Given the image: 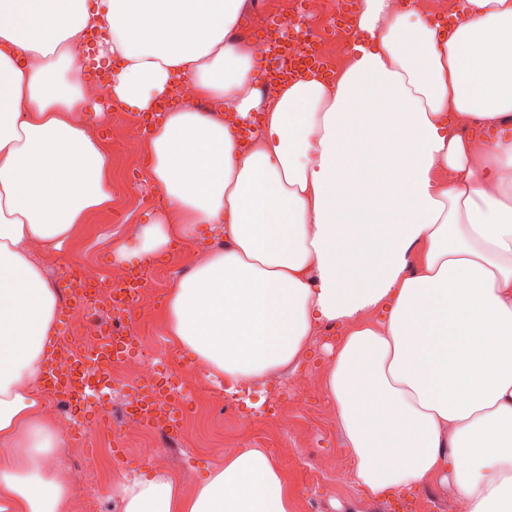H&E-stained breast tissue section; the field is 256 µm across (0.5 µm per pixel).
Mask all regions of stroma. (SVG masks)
Segmentation results:
<instances>
[{
    "instance_id": "obj_1",
    "label": "stroma",
    "mask_w": 512,
    "mask_h": 512,
    "mask_svg": "<svg viewBox=\"0 0 512 512\" xmlns=\"http://www.w3.org/2000/svg\"><path fill=\"white\" fill-rule=\"evenodd\" d=\"M131 146L139 157V172L129 171L124 150L113 149L111 206L90 214L59 252L42 257L43 266L69 262L106 275L117 265L116 248L135 247V238L127 236L124 227L150 223L160 211L156 203L160 193L147 181L150 153L146 136L134 135ZM128 264L145 271L149 283L165 292L170 291L175 280L193 270L190 259L179 254L173 245L148 257L132 256ZM134 327L141 336L157 344L158 373H165L176 360L193 366V359L168 339L165 307L145 311ZM333 359L326 344L314 341L307 354L280 370L283 378L296 372L306 374L313 390L301 402L282 394L283 416L277 422L267 419L268 397L263 382L237 388L231 393L233 406L229 409L222 397L226 387L218 385L219 395L209 404L186 407L185 438L178 447L167 448L168 462L163 465V472L190 490L207 471L223 466L225 449L263 448L275 459L294 492V512H390L398 497L426 504V512H448V502L457 492L445 482L435 480L420 488L374 497L348 478L346 470L354 465L353 453L336 423V408L326 391ZM131 391V384L120 382L112 389L102 390L92 401L84 428L73 434L74 447L104 448L108 457L98 477L71 482L70 512H77L79 498L88 494L97 496L98 512H120L118 488L123 479L152 471V464L141 462L132 444L123 443L114 436L111 426L102 421L103 413H119ZM240 412L257 417L258 429L241 430L236 418ZM316 469L326 477L318 486L311 481V473Z\"/></svg>"
}]
</instances>
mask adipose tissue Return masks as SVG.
Segmentation results:
<instances>
[{"label": "adipose tissue", "instance_id": "obj_1", "mask_svg": "<svg viewBox=\"0 0 512 512\" xmlns=\"http://www.w3.org/2000/svg\"><path fill=\"white\" fill-rule=\"evenodd\" d=\"M246 0H0V512H67L65 447L44 415L58 293L35 248L60 250L112 202V156L70 45L98 31L115 102L152 111L174 81L214 117L167 112L148 178L167 207L149 256L209 224L224 246L169 293L166 329L208 379L256 382L303 356L317 323L347 326L327 393L379 495L442 476L465 512H512V0H461L442 29L362 0L343 66L259 103L233 32ZM263 111L247 149L238 123ZM233 122H225L224 114ZM122 512H292L262 448L192 492L121 486Z\"/></svg>", "mask_w": 512, "mask_h": 512}]
</instances>
